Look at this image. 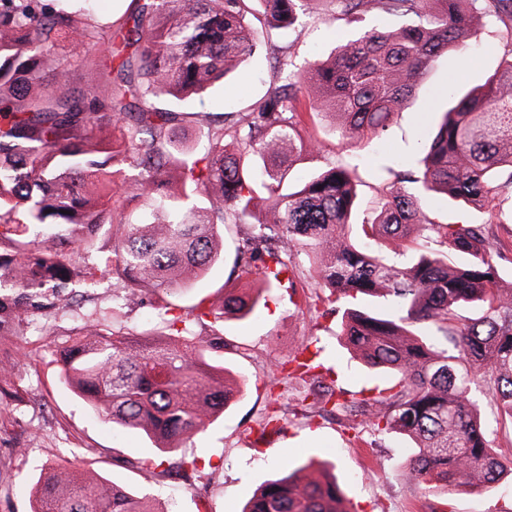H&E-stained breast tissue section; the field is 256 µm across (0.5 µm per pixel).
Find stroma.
<instances>
[{
  "label": "stroma",
  "mask_w": 512,
  "mask_h": 512,
  "mask_svg": "<svg viewBox=\"0 0 512 512\" xmlns=\"http://www.w3.org/2000/svg\"><path fill=\"white\" fill-rule=\"evenodd\" d=\"M358 22L335 19L330 9L302 16L299 27L273 35V43L296 65L315 55L326 56L340 37L361 30ZM512 52V36L499 19H490L476 36L470 61L451 53L437 60L423 76L415 109L395 116L387 135L359 147L331 131L333 118L322 115L303 125L304 144L288 171L291 184L331 163L357 166L360 181L359 213L368 215L379 186L380 168L403 171L424 155L432 113L447 107L445 91L454 79L470 87L482 84ZM273 79L266 55L247 59L237 73L215 84L203 102L184 109L240 112L263 97ZM430 218L439 224L468 222L486 225L490 240L512 241V224L499 223L493 205L476 209L436 197ZM244 238L236 232L224 237V260L209 274L182 289L181 305L212 302L247 282L232 275L236 248ZM294 294L274 288L250 316L224 319L223 364L237 379L239 392L230 406L179 452L161 454L140 431L104 422L61 378L53 350L74 327L65 313L53 315L52 335H45L39 316H30L8 348L16 362L11 380L26 390L23 404L0 407V512H30L31 490L47 463L70 462L109 478L128 491L156 498L163 512H242L254 490L264 481L308 458L333 463L349 512H512V479L450 492L403 478L413 455L408 438L371 431L356 435L341 415L304 418L296 405L308 391L299 380H272L271 371L289 352L305 347L318 353L330 371L327 384L348 391L370 388L384 376L368 369L338 344L339 322L311 305L314 281L303 260H296ZM285 418L275 430L265 424L273 408ZM195 456L200 468L186 479L174 467L181 456ZM163 459L171 474L151 478L143 460Z\"/></svg>",
  "instance_id": "1"
}]
</instances>
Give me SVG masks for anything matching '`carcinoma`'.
<instances>
[{
  "mask_svg": "<svg viewBox=\"0 0 512 512\" xmlns=\"http://www.w3.org/2000/svg\"><path fill=\"white\" fill-rule=\"evenodd\" d=\"M98 0H0V405L23 400L8 379L3 339L31 312L64 307L70 289L91 287L112 267L123 294L75 329L55 353L60 374L106 420L137 429L166 453L204 432L227 404L224 316H245L272 288H294L292 256L311 268L316 298L331 304L339 341L370 369L395 380L357 399L327 390L304 414L332 406L352 425L410 439L405 477L445 489L512 476L492 448L494 425L512 426V293L495 288L500 247L478 224H435L432 196L481 207L512 189V56L463 95L448 93L422 167L383 183L374 218L349 233L359 179L339 164L297 188L288 170L303 145L298 127L325 113L356 145L387 132L415 104L421 76L449 49L465 52L488 19L512 21V0H330L338 20L395 16L340 39L324 60L300 69L270 52L279 83L246 112H174L217 79L262 53L249 0H128L112 19ZM268 31L299 25L313 0H255ZM99 52L106 88L73 85L63 65L77 50ZM207 147L187 143L184 123ZM137 171L128 181L125 170ZM138 201L133 219L123 216ZM247 229L234 267L258 271L256 287L218 304H176L178 290L224 260V229ZM112 227V253L97 261L99 234ZM431 242L404 254L412 230ZM456 261H448V251ZM156 296L158 320L138 334L117 320L131 296ZM384 299L378 309L366 302ZM478 304L477 319L456 307ZM283 379L318 381L296 354ZM490 394L481 415L472 386ZM309 460L262 485L243 512H346L336 479L305 478ZM31 512H156L115 482L76 467L44 466Z\"/></svg>",
  "mask_w": 512,
  "mask_h": 512,
  "instance_id": "1",
  "label": "carcinoma"
}]
</instances>
